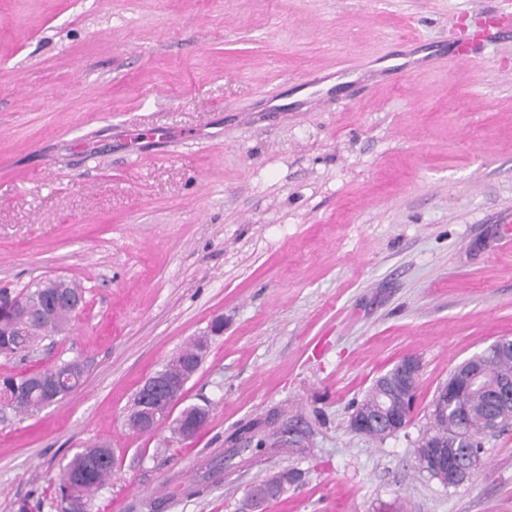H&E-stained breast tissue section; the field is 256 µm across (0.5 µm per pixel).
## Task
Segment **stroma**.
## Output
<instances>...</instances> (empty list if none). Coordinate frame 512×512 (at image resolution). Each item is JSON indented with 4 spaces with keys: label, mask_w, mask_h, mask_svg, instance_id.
I'll list each match as a JSON object with an SVG mask.
<instances>
[{
    "label": "stroma",
    "mask_w": 512,
    "mask_h": 512,
    "mask_svg": "<svg viewBox=\"0 0 512 512\" xmlns=\"http://www.w3.org/2000/svg\"><path fill=\"white\" fill-rule=\"evenodd\" d=\"M498 4L0 0V288L86 300L0 374L89 364L61 403L0 416V512H56L60 468L101 441L93 512H241L284 468L302 478L263 512H512V427L457 488L414 459L438 388L512 338V38L447 59ZM202 335L184 402L208 424L130 430L140 385ZM409 354L405 433L353 432ZM270 415L303 450L216 469ZM397 365L399 368L398 388L412 393V387L418 383L421 370L419 359L415 356H407Z\"/></svg>",
    "instance_id": "stroma-1"
}]
</instances>
